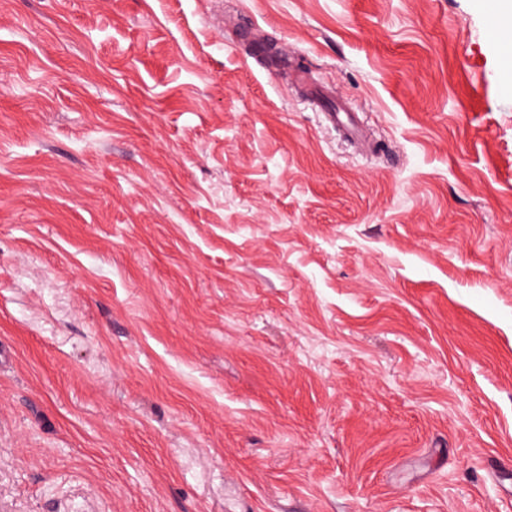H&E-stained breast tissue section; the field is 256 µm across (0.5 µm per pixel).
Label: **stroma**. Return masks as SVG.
<instances>
[{
    "label": "stroma",
    "instance_id": "obj_1",
    "mask_svg": "<svg viewBox=\"0 0 512 512\" xmlns=\"http://www.w3.org/2000/svg\"><path fill=\"white\" fill-rule=\"evenodd\" d=\"M500 4L0 0V512H512Z\"/></svg>",
    "mask_w": 512,
    "mask_h": 512
}]
</instances>
